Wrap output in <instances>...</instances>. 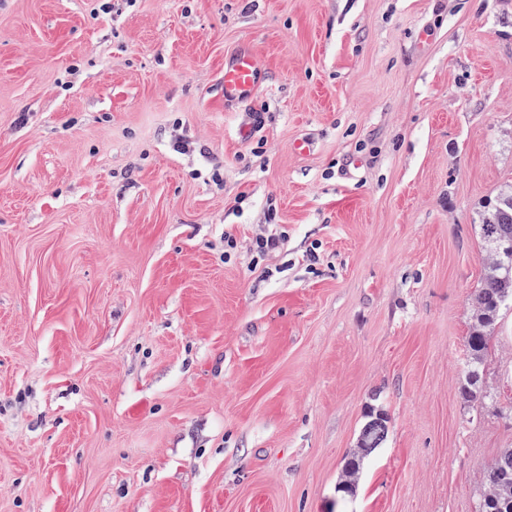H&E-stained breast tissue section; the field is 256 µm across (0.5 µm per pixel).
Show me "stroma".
<instances>
[{
  "label": "stroma",
  "mask_w": 512,
  "mask_h": 512,
  "mask_svg": "<svg viewBox=\"0 0 512 512\" xmlns=\"http://www.w3.org/2000/svg\"><path fill=\"white\" fill-rule=\"evenodd\" d=\"M109 6L0 0V512H479L512 0ZM245 44L265 81L228 105ZM479 234L488 259L475 290L473 324L465 340L469 370L461 386L463 396L477 400L481 368L490 349L491 333L501 312L512 302V185L481 205ZM369 420L364 425L361 438L360 447L365 450L378 448L384 441L387 435V417L384 413L374 414L372 411L368 413Z\"/></svg>",
  "instance_id": "35a3bbf8"
}]
</instances>
